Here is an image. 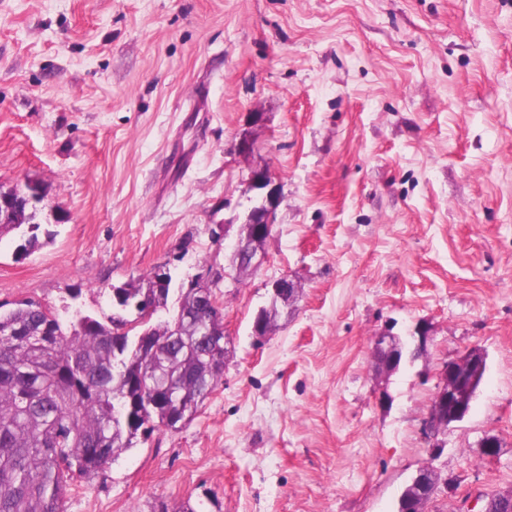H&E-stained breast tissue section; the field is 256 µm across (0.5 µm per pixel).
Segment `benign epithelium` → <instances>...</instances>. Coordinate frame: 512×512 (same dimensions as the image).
Wrapping results in <instances>:
<instances>
[{
	"label": "benign epithelium",
	"mask_w": 512,
	"mask_h": 512,
	"mask_svg": "<svg viewBox=\"0 0 512 512\" xmlns=\"http://www.w3.org/2000/svg\"><path fill=\"white\" fill-rule=\"evenodd\" d=\"M250 188L257 192L261 203L251 209L239 235L234 254L244 259L252 271H257L265 259V253L258 248L261 241L269 240L273 224L276 220V210L279 204V187L269 173L252 175ZM298 283L284 275L272 282L271 294L274 298H291L296 293ZM214 305L213 291L203 290L198 296V308L207 309ZM196 308V309H198ZM196 309H183L179 319L192 321L196 317ZM411 343L419 348L427 349L433 342L431 330L424 324H418L409 333L407 339L393 332L388 326L372 337V350L377 363L380 378L386 379L396 372L401 360L398 353L405 343ZM487 356L479 348L471 347L463 350L455 358L443 362L435 372L437 385L433 393L430 412L425 422V432L428 439L433 441L432 453L445 447V441L440 436L447 432V427L462 421L471 409L478 389L477 381L484 374ZM435 471L433 464L422 465L413 478L415 494L412 499L416 502L413 510L403 512H425L424 504L432 499L438 489L439 480L431 483L423 481L424 472Z\"/></svg>",
	"instance_id": "benign-epithelium-1"
}]
</instances>
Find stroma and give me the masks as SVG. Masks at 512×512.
<instances>
[{"label": "stroma", "instance_id": "obj_1", "mask_svg": "<svg viewBox=\"0 0 512 512\" xmlns=\"http://www.w3.org/2000/svg\"><path fill=\"white\" fill-rule=\"evenodd\" d=\"M257 170L280 204L240 279ZM28 181L52 238L20 259L0 235L5 308L104 322L156 266L224 274L215 392L64 512H395L429 461L427 512L512 488V0H0V189ZM286 274L299 295L256 340ZM421 321L427 354L378 392L372 337ZM475 345L483 381L431 458L434 372Z\"/></svg>", "mask_w": 512, "mask_h": 512}]
</instances>
